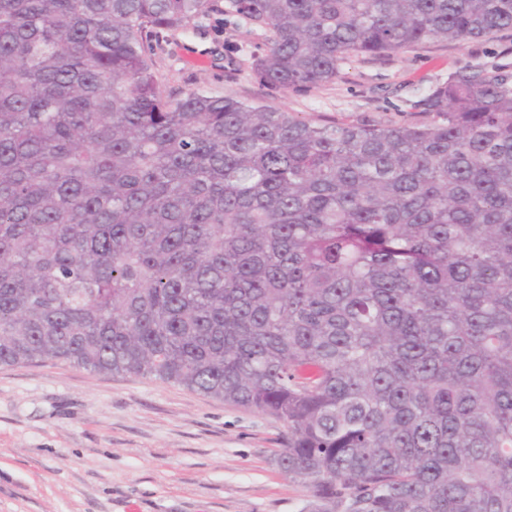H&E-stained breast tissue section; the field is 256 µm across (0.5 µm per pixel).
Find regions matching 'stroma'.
<instances>
[{
    "instance_id": "1",
    "label": "stroma",
    "mask_w": 512,
    "mask_h": 512,
    "mask_svg": "<svg viewBox=\"0 0 512 512\" xmlns=\"http://www.w3.org/2000/svg\"><path fill=\"white\" fill-rule=\"evenodd\" d=\"M261 30L198 18L151 57L167 94L233 96L304 119L425 123L419 102L455 72L512 75V31L351 57L333 82L283 91L260 81ZM282 425L150 377L66 362L0 365V512H302L305 488L274 457Z\"/></svg>"
}]
</instances>
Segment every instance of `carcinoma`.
<instances>
[{
  "mask_svg": "<svg viewBox=\"0 0 512 512\" xmlns=\"http://www.w3.org/2000/svg\"><path fill=\"white\" fill-rule=\"evenodd\" d=\"M265 33L281 90L512 31V0H0V365L269 415L303 512H512V78L428 124L164 95L143 36Z\"/></svg>",
  "mask_w": 512,
  "mask_h": 512,
  "instance_id": "cac0c4a2",
  "label": "carcinoma"
}]
</instances>
